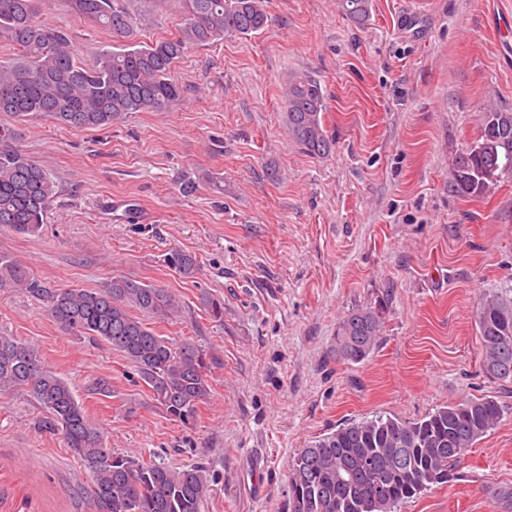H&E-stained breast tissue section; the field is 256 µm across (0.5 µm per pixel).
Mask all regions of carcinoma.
Here are the masks:
<instances>
[{"instance_id":"obj_1","label":"carcinoma","mask_w":512,"mask_h":512,"mask_svg":"<svg viewBox=\"0 0 512 512\" xmlns=\"http://www.w3.org/2000/svg\"><path fill=\"white\" fill-rule=\"evenodd\" d=\"M60 2L75 16L122 38L137 24L132 0H0V41L16 50L0 60V113L19 121L49 117L75 130L104 129L132 112H154L181 101L174 77L188 49L226 36L262 30L268 0H184L185 18L173 37L150 43L99 49L90 63L68 32L41 19ZM372 0H341L344 13L364 24ZM288 135L314 156L331 149L320 114L324 96L310 75L285 78ZM478 140L453 162L450 191L483 197L512 174V112L480 114ZM15 130L0 127V230L36 235L57 194L50 173L13 146ZM168 263L190 277L196 259L176 252ZM0 288L46 301L47 311L65 331L104 341L133 364L151 399L167 416L193 424L210 396V354L190 340L158 335L149 319L180 314V299L167 288L127 278L104 286L49 289L30 269L0 258ZM390 294L372 305L352 307L334 338L336 360L358 364L379 348ZM209 317L224 322V299H204ZM482 370L500 385L512 384V298L482 296L476 307ZM29 393L46 416L38 427L57 435L92 474L96 512H202L209 482L198 467L176 470L163 463L119 455L77 401L70 383L40 359L34 347L0 333V392ZM504 405L492 395L465 397L407 421L379 413L350 419L301 448L288 473L290 512H398L424 491L456 477L465 453L495 429Z\"/></svg>"}]
</instances>
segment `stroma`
<instances>
[{
    "label": "stroma",
    "mask_w": 512,
    "mask_h": 512,
    "mask_svg": "<svg viewBox=\"0 0 512 512\" xmlns=\"http://www.w3.org/2000/svg\"><path fill=\"white\" fill-rule=\"evenodd\" d=\"M339 3L270 0L257 35L189 49L173 109L105 130L47 118L16 126L17 148L59 192L39 234L0 231V256L51 289L128 277L176 293L182 313L157 332L212 356L211 398L193 425L166 416L109 344L62 330L45 301L0 290V333L31 343L71 382L114 451L203 469L204 512H290L292 457L347 420L413 421L498 396L507 412L457 478L400 512H512L494 497L512 487V385L485 377L475 322L481 295L512 297V175L481 198L448 189L482 108L512 111V0H372L362 26ZM135 7L140 42L177 33L184 18L182 0L159 13L147 0ZM44 20L90 49L120 43L57 5ZM289 71L322 87L327 156L288 136ZM190 180L197 189L184 192ZM123 199L143 221L118 208ZM176 250L196 258L194 276L168 264ZM386 291L379 348L336 361L341 317ZM207 294L223 298V323L203 307ZM102 379L110 396L92 392ZM42 416L27 393L0 395V512H95L89 469L38 430Z\"/></svg>",
    "instance_id": "1"
}]
</instances>
